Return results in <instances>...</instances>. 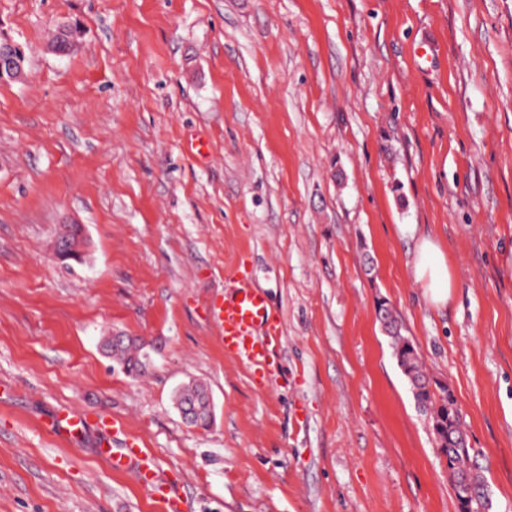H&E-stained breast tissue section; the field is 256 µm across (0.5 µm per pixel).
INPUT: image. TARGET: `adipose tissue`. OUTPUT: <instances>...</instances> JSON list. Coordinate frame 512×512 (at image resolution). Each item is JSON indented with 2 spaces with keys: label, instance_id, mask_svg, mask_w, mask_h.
I'll use <instances>...</instances> for the list:
<instances>
[{
  "label": "adipose tissue",
  "instance_id": "adipose-tissue-1",
  "mask_svg": "<svg viewBox=\"0 0 512 512\" xmlns=\"http://www.w3.org/2000/svg\"><path fill=\"white\" fill-rule=\"evenodd\" d=\"M411 273L432 307L442 309L448 305L456 279L448 256L436 238L425 236L418 240Z\"/></svg>",
  "mask_w": 512,
  "mask_h": 512
}]
</instances>
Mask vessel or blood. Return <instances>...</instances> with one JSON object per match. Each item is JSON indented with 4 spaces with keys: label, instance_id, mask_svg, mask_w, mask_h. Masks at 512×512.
I'll return each mask as SVG.
<instances>
[{
    "label": "vessel or blood",
    "instance_id": "vessel-or-blood-1",
    "mask_svg": "<svg viewBox=\"0 0 512 512\" xmlns=\"http://www.w3.org/2000/svg\"><path fill=\"white\" fill-rule=\"evenodd\" d=\"M235 282L232 294L211 308L224 352L243 364L266 366L283 338L282 316L246 275L237 274ZM53 429L63 439H75L83 433L85 420L80 414L72 413L54 424ZM107 460L116 469L128 463L137 465L143 485L162 498L166 512H179L178 496L163 488L154 471L152 456L134 441H126L124 448L109 454Z\"/></svg>",
    "mask_w": 512,
    "mask_h": 512
}]
</instances>
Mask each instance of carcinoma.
Wrapping results in <instances>:
<instances>
[{
	"label": "carcinoma",
	"mask_w": 512,
	"mask_h": 512,
	"mask_svg": "<svg viewBox=\"0 0 512 512\" xmlns=\"http://www.w3.org/2000/svg\"><path fill=\"white\" fill-rule=\"evenodd\" d=\"M76 34L77 29L71 26L57 33L53 50L61 55L68 53ZM376 313L393 339V355L411 384L414 399L420 408L431 412L433 430L452 479L458 512H490L492 503L488 485L481 475L470 468L471 448L462 429L453 393L446 387L436 391L431 389L429 380L420 369L417 351L409 338L402 335L399 321L389 303L379 301ZM104 347L112 356L120 359L131 377L144 373L151 363L146 343L138 336L124 335L117 344L109 339Z\"/></svg>",
	"instance_id": "1"
}]
</instances>
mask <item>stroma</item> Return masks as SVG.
Instances as JSON below:
<instances>
[{
    "mask_svg": "<svg viewBox=\"0 0 512 512\" xmlns=\"http://www.w3.org/2000/svg\"><path fill=\"white\" fill-rule=\"evenodd\" d=\"M0 32L27 53L0 82V512H164L100 454L103 415L180 512H458L380 299L512 512V0H0ZM238 269L283 318L264 370L210 314ZM116 333L144 375L102 353ZM192 381L205 429L174 404ZM69 412L78 441L43 430ZM411 273L432 307L442 309L448 306L456 288V279L448 263V255L435 237L425 236L418 240ZM112 341L118 344H112ZM104 347L113 357L120 359L126 373L137 377L144 373L151 363L146 343L138 336L114 334L105 342Z\"/></svg>",
    "mask_w": 512,
    "mask_h": 512,
    "instance_id": "1",
    "label": "stroma"
}]
</instances>
